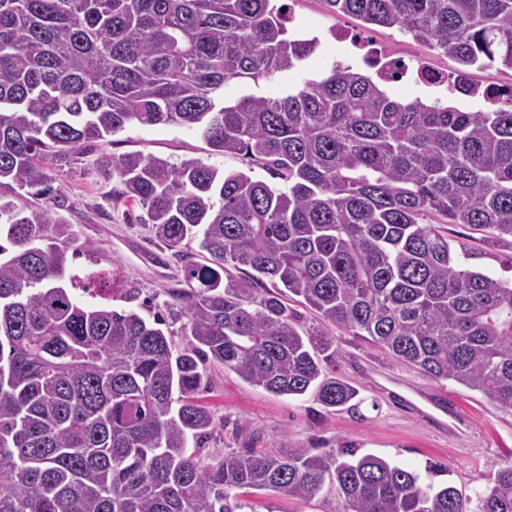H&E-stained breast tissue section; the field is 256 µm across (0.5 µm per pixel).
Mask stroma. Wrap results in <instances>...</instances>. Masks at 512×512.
<instances>
[{"label": "stroma", "instance_id": "1", "mask_svg": "<svg viewBox=\"0 0 512 512\" xmlns=\"http://www.w3.org/2000/svg\"><path fill=\"white\" fill-rule=\"evenodd\" d=\"M294 26L320 40L317 52L299 70L260 81L258 90L276 95L301 87L303 81L329 69L332 63L362 65L349 36L392 50L407 63L427 59L439 71L455 64L395 29L364 28L350 16L329 13L321 0H284ZM346 41H339L337 33ZM138 152L178 162L198 159L225 172L248 169L245 159L211 151L193 131L177 126H141L135 123L98 144L76 163L56 170V184L69 199L65 220L76 237L95 251L97 266L111 273L112 293L96 289L76 291L83 304L112 303L122 308L121 288H137L152 312L168 314L176 294L188 291L187 264L205 263L197 244L182 251L167 249L144 224L140 205L122 193L118 178L100 165L103 156ZM251 170V169H248ZM253 178L266 179L261 169ZM343 356L341 370L360 390V415L324 409L312 396H279L253 386L218 363H207L209 387L202 398L223 419L224 429L208 442L210 456H225L241 448L270 451L281 446L307 447L343 437L359 443L364 452L392 459L415 472L428 462L448 466L444 482L469 498H477L504 458L512 453V411L480 392L451 381H435L399 364L366 337L329 326ZM251 512H330L333 500L318 496L308 502L288 500L270 491L245 496Z\"/></svg>", "mask_w": 512, "mask_h": 512}]
</instances>
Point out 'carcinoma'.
Returning <instances> with one entry per match:
<instances>
[{"mask_svg":"<svg viewBox=\"0 0 512 512\" xmlns=\"http://www.w3.org/2000/svg\"><path fill=\"white\" fill-rule=\"evenodd\" d=\"M395 28L458 71H512V0H323ZM280 0H0V512H242L240 491L336 512H472L456 487L361 452L241 448L207 458L224 422L199 400L212 361L277 395L359 413L333 337L286 300L366 336L399 363L512 411V283L470 268L444 225L512 250V86L486 109L402 103L352 66L286 95L224 100L230 82L289 72L319 39ZM194 130L271 184L197 159L102 160L160 242H198L170 319L84 307L53 163L127 125ZM45 199L35 206L31 198ZM246 266L251 282L229 269ZM271 288H264V280ZM180 323L187 346L172 348ZM194 442L189 448L188 442ZM477 512H512V464Z\"/></svg>","mask_w":512,"mask_h":512,"instance_id":"obj_1","label":"carcinoma"}]
</instances>
